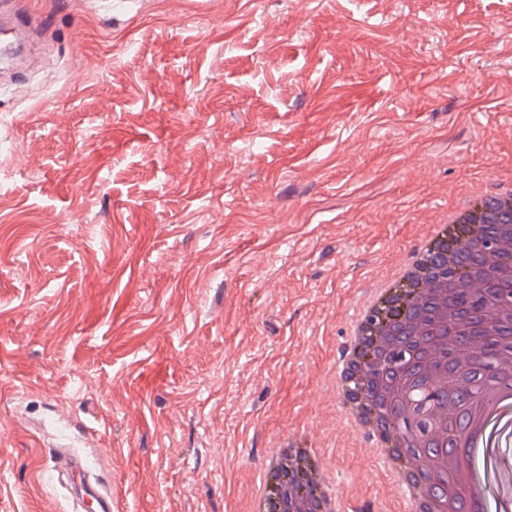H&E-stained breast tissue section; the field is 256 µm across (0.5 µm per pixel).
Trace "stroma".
<instances>
[{"mask_svg": "<svg viewBox=\"0 0 512 512\" xmlns=\"http://www.w3.org/2000/svg\"><path fill=\"white\" fill-rule=\"evenodd\" d=\"M39 8L0 80V512H67L51 402L120 512H258L283 434L386 512L329 381L437 216L512 184V0Z\"/></svg>", "mask_w": 512, "mask_h": 512, "instance_id": "stroma-1", "label": "stroma"}]
</instances>
